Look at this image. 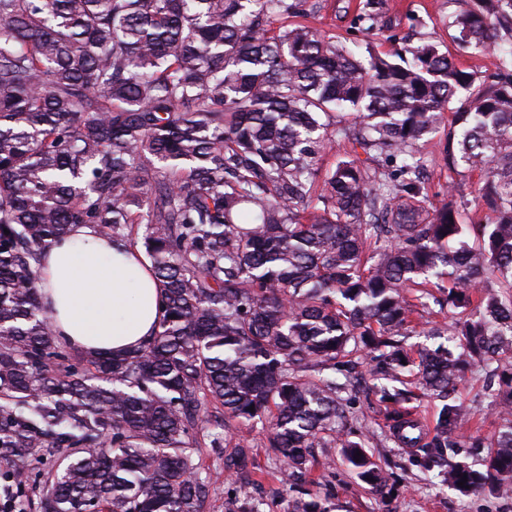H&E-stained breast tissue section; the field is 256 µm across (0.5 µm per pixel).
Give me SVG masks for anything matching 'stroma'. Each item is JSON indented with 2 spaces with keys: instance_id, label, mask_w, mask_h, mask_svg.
<instances>
[{
  "instance_id": "stroma-1",
  "label": "stroma",
  "mask_w": 512,
  "mask_h": 512,
  "mask_svg": "<svg viewBox=\"0 0 512 512\" xmlns=\"http://www.w3.org/2000/svg\"><path fill=\"white\" fill-rule=\"evenodd\" d=\"M358 0H322L321 9L314 20L316 27L337 43L345 45L357 56H366L368 50L392 52L398 49V39H413L441 43L467 72L484 80L496 72L498 59L495 52L459 49L451 25L459 9L457 0H386V21L390 36L370 34L353 23ZM426 176L431 193L440 194L455 185L467 199H474L478 177L474 174L453 173L444 167L440 155V140L432 138L424 145ZM454 397L474 418L472 428L489 438L502 424L503 415L486 389L481 373L465 374L456 386ZM356 426L366 436V446L374 459L386 470L401 476L402 482L394 495L381 500L366 485L357 484L354 476L331 448L315 451L314 474H328L332 486L333 512H512V498L495 495L463 496L441 488L436 479L412 467L409 463L413 451L400 444L389 428L387 410L374 395H358L354 406ZM253 450L259 471L251 492L265 500L266 512H286L287 498L277 495L278 483L267 477L269 468L267 434L262 429L242 431Z\"/></svg>"
}]
</instances>
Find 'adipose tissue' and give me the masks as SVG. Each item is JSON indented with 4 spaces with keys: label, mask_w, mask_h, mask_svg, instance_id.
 I'll list each match as a JSON object with an SVG mask.
<instances>
[{
    "label": "adipose tissue",
    "mask_w": 512,
    "mask_h": 512,
    "mask_svg": "<svg viewBox=\"0 0 512 512\" xmlns=\"http://www.w3.org/2000/svg\"><path fill=\"white\" fill-rule=\"evenodd\" d=\"M40 279L57 338L78 351L137 347L163 316L141 250L114 245L86 224L46 249Z\"/></svg>",
    "instance_id": "adipose-tissue-1"
}]
</instances>
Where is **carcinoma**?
<instances>
[{"label":"carcinoma","mask_w":512,"mask_h":512,"mask_svg":"<svg viewBox=\"0 0 512 512\" xmlns=\"http://www.w3.org/2000/svg\"><path fill=\"white\" fill-rule=\"evenodd\" d=\"M478 3L452 26L498 51L492 82L434 42L361 59L288 21L320 0H0V469L52 462L40 512H207L204 436L233 475L225 512H265L252 449L227 439L258 426L287 512H331L315 448L385 498L343 397L366 359L411 465L463 495L512 490V49L495 36L512 0ZM384 7L356 20L381 30ZM455 98L442 161L479 175L487 219L464 221L453 185L429 197L421 148ZM336 140L366 159L323 168ZM74 224L142 247L164 307L137 348L82 353L85 371L35 271ZM433 304L458 318L416 349ZM466 364L501 428L465 444L466 409L444 403L423 441L413 389L444 399ZM465 446L488 447L483 468L453 461Z\"/></svg>","instance_id":"1"}]
</instances>
